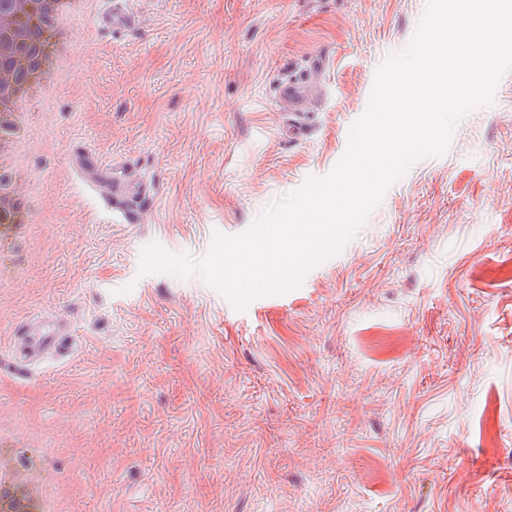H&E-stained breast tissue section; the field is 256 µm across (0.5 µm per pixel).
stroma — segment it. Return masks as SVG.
I'll return each instance as SVG.
<instances>
[{"mask_svg": "<svg viewBox=\"0 0 512 512\" xmlns=\"http://www.w3.org/2000/svg\"><path fill=\"white\" fill-rule=\"evenodd\" d=\"M109 7L72 25L20 143L34 207L0 246V469L61 512H512V71L335 256L239 309L140 274L143 249L201 258L324 176L426 0H134L119 33ZM319 56L288 139L277 86ZM83 153L151 184L136 223ZM51 326L63 354L21 369Z\"/></svg>", "mask_w": 512, "mask_h": 512, "instance_id": "1", "label": "stroma"}]
</instances>
